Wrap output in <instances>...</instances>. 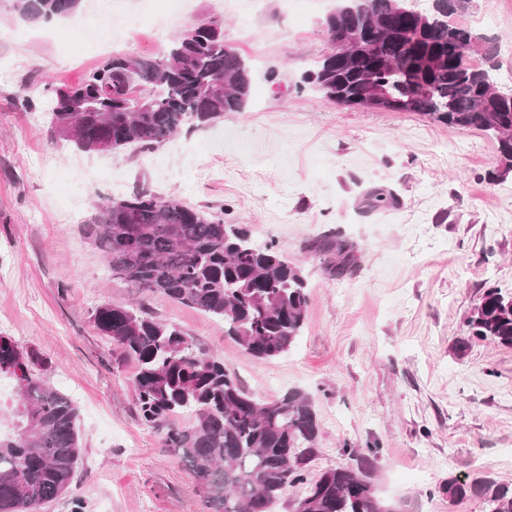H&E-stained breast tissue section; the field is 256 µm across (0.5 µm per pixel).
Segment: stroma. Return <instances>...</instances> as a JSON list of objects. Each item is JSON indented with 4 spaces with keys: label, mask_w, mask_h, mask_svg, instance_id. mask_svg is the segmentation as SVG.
<instances>
[{
    "label": "stroma",
    "mask_w": 512,
    "mask_h": 512,
    "mask_svg": "<svg viewBox=\"0 0 512 512\" xmlns=\"http://www.w3.org/2000/svg\"><path fill=\"white\" fill-rule=\"evenodd\" d=\"M174 2L82 0L48 25L0 0V335L44 358L46 384L78 407L82 445L67 496L41 512L76 501L83 512L205 510L190 470L136 415L133 363L95 329L98 306L132 301L223 356L256 396L307 391L320 422L310 477L349 464L344 444L375 448L383 497L412 512H485L481 499L453 504L438 488L452 474L512 483V347L454 351L485 288L512 290V175L486 181L494 140L425 115L345 109L306 87L330 49L324 21L337 0H189L175 18ZM104 4L117 26L168 16L159 41L114 35L110 52L137 58L163 57L191 26L222 19L225 43L253 66L246 110L142 154L52 140L18 89L38 98L99 65L102 54L85 51ZM457 20L495 38L498 75L512 78V0H473ZM380 186L396 203L364 212L363 195ZM136 189L223 212L302 267L307 320L287 354L256 360L222 323L112 277L81 226L99 203ZM332 232L358 256L339 279L310 247Z\"/></svg>",
    "instance_id": "35a3bbf8"
}]
</instances>
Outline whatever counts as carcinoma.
I'll return each instance as SVG.
<instances>
[{
  "label": "carcinoma",
  "mask_w": 512,
  "mask_h": 512,
  "mask_svg": "<svg viewBox=\"0 0 512 512\" xmlns=\"http://www.w3.org/2000/svg\"><path fill=\"white\" fill-rule=\"evenodd\" d=\"M81 0H12L27 21L62 17L60 6ZM471 0H455L446 13L424 10L432 32L401 43L376 27L375 52L344 53L322 60L305 82L344 102L367 91L373 78L394 112H417L454 129L494 137L499 162L492 178L512 173V90L498 82L494 40L455 23ZM344 13L325 22L327 39L336 29L371 18L393 28L411 22L415 0H343ZM161 71L152 61L124 65L115 55L89 70L75 86L46 85L35 101L26 86L17 99L30 111L48 114L52 131L83 152L94 144L67 132L68 104L83 101L85 121L109 152L135 146L151 151L182 127L211 124L226 112H242L252 94L251 65L223 42L203 40L187 29L164 55ZM393 192L376 188L362 200L376 211L395 203ZM82 232L104 256L112 276L144 292L161 294L224 322L232 337L257 360L288 352L306 323L309 283L304 271L277 244L257 245L246 228L224 223L176 197L135 191L101 206ZM315 250L330 256L326 272L339 278L356 263L355 246L327 235ZM93 322L119 355L135 364L129 385L139 419L159 433L192 471L209 512H272L287 489L306 486L293 502L303 512H403L382 498L370 477L379 449L344 448L353 465L308 479L319 421L314 401L301 389L274 399L248 392L224 360L202 353L181 327L141 313L131 305L104 304ZM465 335L454 345L463 357L474 340L512 347V292L485 289L466 315ZM44 359L0 336V378L17 386L12 431L0 433V512H36L64 497L81 459L78 408L41 379ZM191 414L188 425L178 418ZM448 501L484 500L487 512H512V483L485 476L468 481L448 476L440 488Z\"/></svg>",
  "instance_id": "cac0c4a2"
}]
</instances>
